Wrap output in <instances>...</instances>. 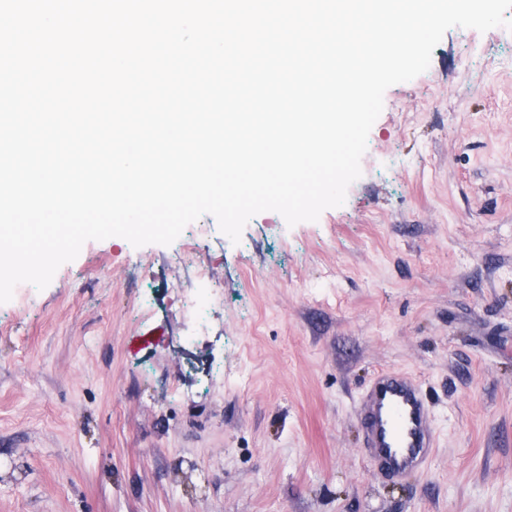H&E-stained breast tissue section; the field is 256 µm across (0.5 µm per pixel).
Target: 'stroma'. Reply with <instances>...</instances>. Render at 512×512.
<instances>
[{
    "label": "stroma",
    "mask_w": 512,
    "mask_h": 512,
    "mask_svg": "<svg viewBox=\"0 0 512 512\" xmlns=\"http://www.w3.org/2000/svg\"><path fill=\"white\" fill-rule=\"evenodd\" d=\"M199 222L224 314L195 344L174 243L87 241L0 304V512H512L511 29L386 90L342 206ZM380 369L432 403L401 480L361 454Z\"/></svg>",
    "instance_id": "35a3bbf8"
}]
</instances>
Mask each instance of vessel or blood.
<instances>
[{"label": "vessel or blood", "instance_id": "vessel-or-blood-1", "mask_svg": "<svg viewBox=\"0 0 512 512\" xmlns=\"http://www.w3.org/2000/svg\"><path fill=\"white\" fill-rule=\"evenodd\" d=\"M362 453L381 475L401 479L421 472L436 444L432 409L420 381L378 372L360 397Z\"/></svg>", "mask_w": 512, "mask_h": 512}]
</instances>
